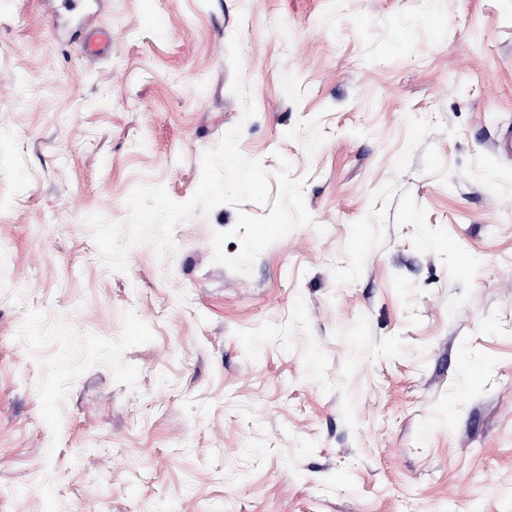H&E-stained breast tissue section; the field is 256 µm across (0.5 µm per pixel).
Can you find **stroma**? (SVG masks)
<instances>
[{"mask_svg":"<svg viewBox=\"0 0 512 512\" xmlns=\"http://www.w3.org/2000/svg\"><path fill=\"white\" fill-rule=\"evenodd\" d=\"M238 124L311 224L110 271ZM509 129L512 0H0V512H512Z\"/></svg>","mask_w":512,"mask_h":512,"instance_id":"35a3bbf8","label":"stroma"}]
</instances>
